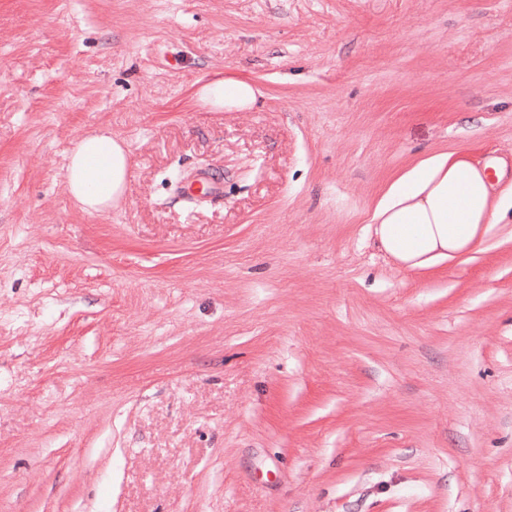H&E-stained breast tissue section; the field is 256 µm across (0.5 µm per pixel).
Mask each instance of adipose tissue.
I'll use <instances>...</instances> for the list:
<instances>
[{
	"mask_svg": "<svg viewBox=\"0 0 512 512\" xmlns=\"http://www.w3.org/2000/svg\"><path fill=\"white\" fill-rule=\"evenodd\" d=\"M258 94L241 80L217 81L203 90L207 103L227 110L251 107ZM129 163L127 150L111 135H85L68 156L65 187L86 212L110 209L125 189ZM511 208L512 197L495 195L487 168L460 153H438L389 186L371 221L395 264L416 270L463 257L488 224Z\"/></svg>",
	"mask_w": 512,
	"mask_h": 512,
	"instance_id": "obj_1",
	"label": "adipose tissue"
}]
</instances>
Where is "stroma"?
Here are the masks:
<instances>
[{
	"mask_svg": "<svg viewBox=\"0 0 512 512\" xmlns=\"http://www.w3.org/2000/svg\"><path fill=\"white\" fill-rule=\"evenodd\" d=\"M440 152L512 187V0H0V512H512V216L370 222ZM260 94L258 88L241 80L217 81L204 87V100L216 108L241 110L251 107ZM129 163L112 134H87L71 149L64 186L86 212L110 209L125 189ZM489 167L460 153L433 154L403 173L372 214L384 252L399 267L423 269L469 253L487 225L512 208V195L496 197Z\"/></svg>",
	"mask_w": 512,
	"mask_h": 512,
	"instance_id": "obj_1",
	"label": "stroma"
}]
</instances>
